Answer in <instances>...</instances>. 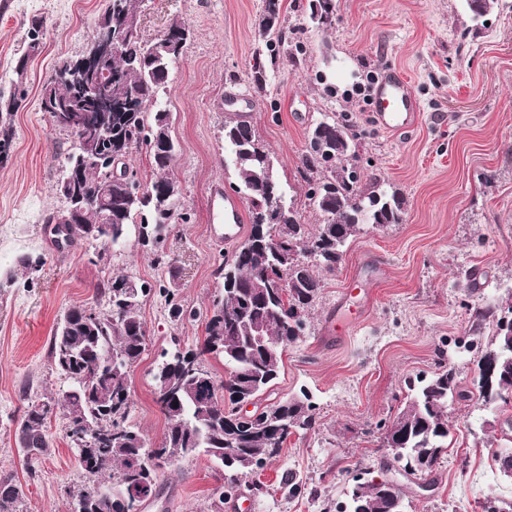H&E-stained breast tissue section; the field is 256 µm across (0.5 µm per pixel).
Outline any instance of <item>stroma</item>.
I'll use <instances>...</instances> for the list:
<instances>
[{"instance_id": "1", "label": "stroma", "mask_w": 512, "mask_h": 512, "mask_svg": "<svg viewBox=\"0 0 512 512\" xmlns=\"http://www.w3.org/2000/svg\"><path fill=\"white\" fill-rule=\"evenodd\" d=\"M306 3L283 0L286 25L305 35L263 93L248 81L264 47L261 0H150L143 20L149 37L174 17L191 30L158 102L178 143L171 174L185 216L171 225L163 250L185 308L210 307L221 286L217 270L238 247L208 231L211 185L239 187L224 147L225 120L243 115L254 125L306 224H320L321 216L306 197L300 158L310 128L326 116L357 135L360 190L381 182L406 199L403 223L366 224L351 240L336 273L324 277L273 390L252 403L256 411L305 393L320 424L289 436L241 481L247 512H340L355 480L386 477L401 483L405 512H482L486 500L512 502V480L492 457L497 448L512 451V405L449 402L448 450L424 480L402 474L382 445L410 379L451 366L460 388H470L496 336L491 321L471 336L475 312L512 294V0H498L478 27L459 0H337L336 26L325 32L308 27ZM108 4L6 0L0 7V75L25 50L31 17L47 20L41 50L29 61L26 100L11 118L10 159L0 166V470L22 484L26 512H71L63 489L83 481L63 416L49 422L51 452L35 465L15 436L23 395L49 396L65 384L50 367L48 345L68 308H103L96 287L116 273L151 286L142 308L146 349L130 372L129 420L153 446L165 420L151 371L171 338L193 347L205 335L204 319L170 321L162 293L168 276L137 228L116 244L77 239L60 247L46 222L65 209L56 185L69 138L41 111V89L58 60L85 50ZM387 68L411 80L423 109L403 136L376 126L367 103L352 96ZM26 258L41 260V270L28 273ZM348 287L349 328L326 338L324 322ZM223 482L217 464L197 453L158 470L157 494L142 512H226L215 493Z\"/></svg>"}]
</instances>
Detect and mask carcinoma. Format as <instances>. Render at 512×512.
Listing matches in <instances>:
<instances>
[{
    "mask_svg": "<svg viewBox=\"0 0 512 512\" xmlns=\"http://www.w3.org/2000/svg\"><path fill=\"white\" fill-rule=\"evenodd\" d=\"M463 9L475 21L489 12L496 0H461ZM145 0H111L98 27L118 25L125 15L145 10ZM282 0H263L259 32L266 42L269 62L276 65V47L300 42V30L289 28L281 19ZM312 27L327 31L336 25V0H307ZM30 21L26 52L14 68V92L0 93V159L9 157L13 130L7 120L25 101L22 66L40 52L36 25ZM187 24L172 18L163 30L165 37L144 38L142 31L124 34L112 59L105 62L95 81L105 75L112 95V111L96 112L88 103L89 79L78 74L77 58H64L55 66L42 87L40 102L62 99L82 111L83 130L60 124L71 145L65 156L66 168H81L80 178L69 194L66 206L81 200L83 223L63 224L66 241L93 240L104 244L122 240L132 224L152 239L157 248L156 262L165 263L160 246L165 232L182 206V191L169 169L176 156L171 133L170 113L148 107L155 104L168 84L171 67L184 53L182 38ZM224 144L232 154L240 186L249 200V229L244 242L219 269L222 279V305L205 314V338L201 350H184L185 359L173 352L180 341L171 338L172 347L163 352V361L153 373L156 403L165 418L164 448H192L204 452L224 471L223 494L238 487L240 478L276 455L291 435L294 422L305 431L318 426L315 406L308 395L280 401L270 413L264 409L239 422L225 418L224 396L210 394L200 382L197 368L201 356L215 354L224 360L227 376L219 380L203 369L218 388L230 394L231 403L256 399L272 388L283 367V354L269 352L254 342L257 331L274 339L295 343L306 330L305 315L315 302L321 275L338 268L349 239L364 224H400L404 220L405 199L397 191L376 185L368 193L357 187L359 177L350 164L356 134L336 119L321 120L310 129L301 164L309 184L307 199L323 220L314 229L301 222L299 212L288 203L278 176V160L261 142L247 120L224 122ZM146 146L153 164V175L134 185L108 182L106 166L88 162L101 153L126 158L130 151ZM112 184V212L100 205V192ZM276 196L282 205L271 209ZM146 285L125 274H115L98 284L96 296L105 301L101 311L84 304L65 313L50 339L52 371L69 382V387L48 399L23 393L24 411L16 439L21 449L38 448L44 456L51 443L47 421L55 411L66 419L65 435L73 448L88 482L68 486L70 499H82L87 512H124L132 488L149 497L157 486V471L147 466L143 433L128 421L130 411V372L146 349V329L142 315ZM172 321L184 319L176 275L163 289ZM496 354L493 384L482 381V374L471 384L478 399L488 406L499 405L500 391L512 388V335L496 333L495 347L485 356ZM169 392L162 394V386ZM412 394L399 416L388 427L391 446L401 450L405 463L417 465L414 475H425L447 451L448 400L463 398L458 391L457 373L440 367L430 378L411 387ZM90 440L94 448L79 450ZM25 492L11 474L0 475V512H24ZM362 512H402L403 492L363 482L360 490Z\"/></svg>",
    "mask_w": 512,
    "mask_h": 512,
    "instance_id": "obj_1",
    "label": "carcinoma"
}]
</instances>
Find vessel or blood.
<instances>
[{
  "label": "vessel or blood",
  "instance_id": "b4317fda",
  "mask_svg": "<svg viewBox=\"0 0 512 512\" xmlns=\"http://www.w3.org/2000/svg\"><path fill=\"white\" fill-rule=\"evenodd\" d=\"M369 110L386 132L402 135L414 129L421 102L407 77L387 70L378 77L372 90ZM209 230L218 240H233L243 229V203L221 185H212L208 195Z\"/></svg>",
  "mask_w": 512,
  "mask_h": 512
}]
</instances>
